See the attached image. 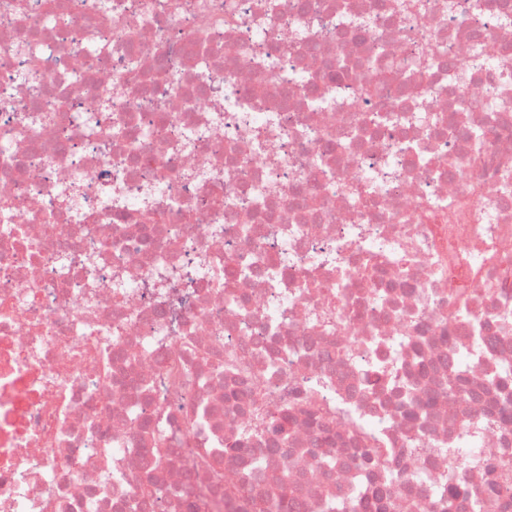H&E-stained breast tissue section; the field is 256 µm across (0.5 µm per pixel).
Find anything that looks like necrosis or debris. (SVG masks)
Returning a JSON list of instances; mask_svg holds the SVG:
<instances>
[{
	"mask_svg": "<svg viewBox=\"0 0 512 512\" xmlns=\"http://www.w3.org/2000/svg\"><path fill=\"white\" fill-rule=\"evenodd\" d=\"M414 1L0 0V512H189L240 389L336 409L301 512L369 497L355 419L385 512L512 458V0Z\"/></svg>",
	"mask_w": 512,
	"mask_h": 512,
	"instance_id": "necrosis-or-debris-1",
	"label": "necrosis or debris"
}]
</instances>
